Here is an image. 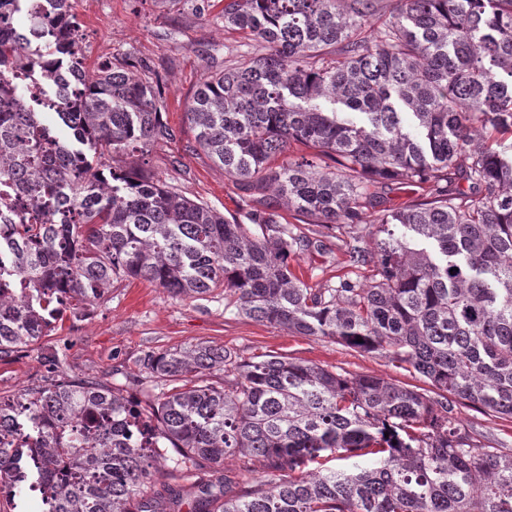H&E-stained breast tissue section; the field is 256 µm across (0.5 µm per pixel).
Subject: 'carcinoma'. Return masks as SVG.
I'll return each instance as SVG.
<instances>
[{
  "label": "carcinoma",
  "instance_id": "obj_1",
  "mask_svg": "<svg viewBox=\"0 0 512 512\" xmlns=\"http://www.w3.org/2000/svg\"><path fill=\"white\" fill-rule=\"evenodd\" d=\"M72 2L0 0V359L125 276L175 298L221 289L254 321L386 354L433 395L211 345L147 352L137 403L81 380L0 399V435L59 477L44 512H175L148 492L160 461L215 475L194 512H512V453L454 416L464 401L512 417V0H395L373 37L381 0H224V28L266 52L211 73L187 115L260 195L253 226L112 166L170 136L164 100L149 74L88 73ZM24 3L51 53L26 51ZM36 74L71 139L19 93ZM386 181L427 193L383 215L371 247L352 237L371 280L309 288L288 265L309 240L275 209L359 224ZM229 459L275 478L242 483Z\"/></svg>",
  "mask_w": 512,
  "mask_h": 512
}]
</instances>
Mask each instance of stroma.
<instances>
[{
    "instance_id": "35a3bbf8",
    "label": "stroma",
    "mask_w": 512,
    "mask_h": 512,
    "mask_svg": "<svg viewBox=\"0 0 512 512\" xmlns=\"http://www.w3.org/2000/svg\"><path fill=\"white\" fill-rule=\"evenodd\" d=\"M218 2L75 0L74 14L90 71L119 66L131 58L160 79L163 120L170 137L122 156L120 166L133 174L150 175L186 198L206 202L224 217L245 224L257 206L254 197L198 147L186 117L189 102L214 65L235 64L263 50L261 43L225 31L217 17ZM376 193L358 227L367 244L382 211L413 204L422 190L393 184L377 188ZM278 220L311 240L308 250L289 259L292 270L311 288L370 276L369 268H356L347 261V228L325 226L285 208L279 209ZM199 343L229 349L244 359L282 355L342 375L384 378L416 390L427 386L416 372L395 367L388 355L363 353L330 338L298 336L238 315L226 308L223 293L175 299L149 283L120 277L113 279L101 300L65 310L56 330L0 360V398L55 381L90 380L137 400L141 393L132 379L139 374L138 360L144 353ZM455 416L482 447L512 453V418L463 404L457 405Z\"/></svg>"
}]
</instances>
